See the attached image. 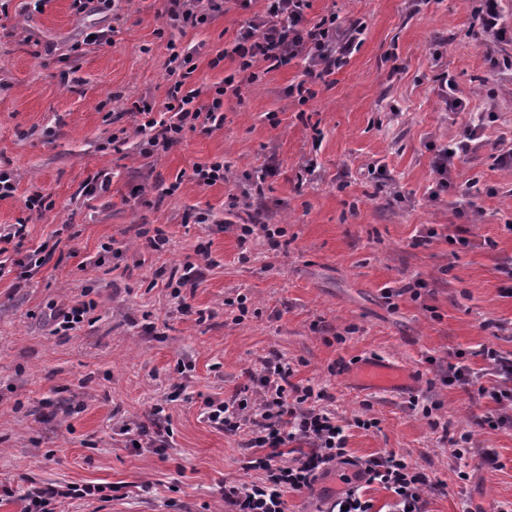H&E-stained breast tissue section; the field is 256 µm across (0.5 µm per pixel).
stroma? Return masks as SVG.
Returning <instances> with one entry per match:
<instances>
[{
	"mask_svg": "<svg viewBox=\"0 0 512 512\" xmlns=\"http://www.w3.org/2000/svg\"><path fill=\"white\" fill-rule=\"evenodd\" d=\"M310 2L307 22L333 14L364 25L344 66L313 83L315 98L288 94L305 77L303 58L252 82L223 57L265 8L227 0L224 15L179 37L194 53L199 103L224 79L237 87L224 124L187 132L157 158L142 154L129 110L141 97L164 104L174 81L166 0H121L115 16L75 15L72 0L40 10L0 0V168L17 175L13 196L0 199V228L25 218L27 248L55 249L48 265L0 278V512H23L32 487L83 485L101 492L58 500L55 512H224V481L258 474L245 469L240 438L212 428L200 406L230 397L277 354L295 381L326 388L338 416L378 419L350 430L353 458L393 449L439 481L429 512H460L465 499L484 512L512 503V427L481 428L492 403L439 381L455 351L475 368L483 347L512 354V283L500 272L512 263V166L496 161L500 140L512 139V79L489 66L506 47L477 36L467 0ZM111 26V43L87 40ZM445 76L485 121L477 150L440 192L434 157L456 130ZM122 129L125 142H112ZM219 159L224 183L190 179L192 165ZM381 167L390 181L375 177ZM103 173L108 192L85 195V181ZM473 177L482 194L468 247L440 234L420 243L429 228L461 223L456 190ZM33 193L52 208L27 213ZM199 212L206 223H194ZM254 218L285 229L287 252L271 255L259 234L239 243L237 225ZM154 227L168 237L158 251L142 235ZM200 244L213 265L173 299L164 275ZM106 246L120 257L103 256ZM419 278L416 298L407 287ZM240 295L254 314L239 322L227 301ZM90 299L82 323L61 327L59 309ZM372 358L409 372L412 386L358 388L353 370ZM414 397L433 405L431 417L409 409ZM157 404L169 448L128 447L122 425L150 422ZM435 419L473 435L466 488ZM485 448L502 469L479 467ZM352 472L337 466L313 493L288 495V512H326Z\"/></svg>",
	"mask_w": 512,
	"mask_h": 512,
	"instance_id": "1",
	"label": "stroma"
}]
</instances>
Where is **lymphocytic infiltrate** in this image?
<instances>
[{
  "label": "lymphocytic infiltrate",
  "instance_id": "f902f5d3",
  "mask_svg": "<svg viewBox=\"0 0 512 512\" xmlns=\"http://www.w3.org/2000/svg\"><path fill=\"white\" fill-rule=\"evenodd\" d=\"M166 14L171 28L183 31L210 23L224 11V0H167ZM309 0H266L263 14L245 20L230 50L239 68L257 79V67L277 68L302 56L307 59V78L290 86L289 94L300 103L315 96L306 81L315 75H330L341 67L353 48L352 39L336 15L310 24L305 20ZM167 65L176 81L167 91L165 118H155V105L148 100L135 102L139 118L136 132L141 151L147 155L168 152L179 144L186 131L215 129L224 124V97L227 86L218 85L208 105L197 102L198 90L187 89L196 70L193 55L175 39H168ZM445 109L458 120L459 134L439 150L433 168L439 187H447L457 159L474 149L476 130L483 123L481 113L469 111L465 99L448 93ZM484 367L473 368L465 352H456L442 376L444 385L464 392L475 391L495 405L494 414L485 417L488 429L512 426V357L492 348L481 351ZM294 369L288 360L276 356L263 361L260 371L250 376V386L224 399H204L201 416L216 430L243 437L250 455L246 469L259 471L258 480L225 482L221 498L227 512H287L286 495L312 491L315 483L332 466L354 465V482L342 490L328 512H373L370 500L361 494L363 487L379 484L394 496L395 512H428V495L437 489L424 469L402 453L390 450L363 460H352L347 451L349 427L368 430L377 427L376 419H339L322 405L323 389L293 383ZM491 386H484L485 376Z\"/></svg>",
  "mask_w": 512,
  "mask_h": 512
}]
</instances>
